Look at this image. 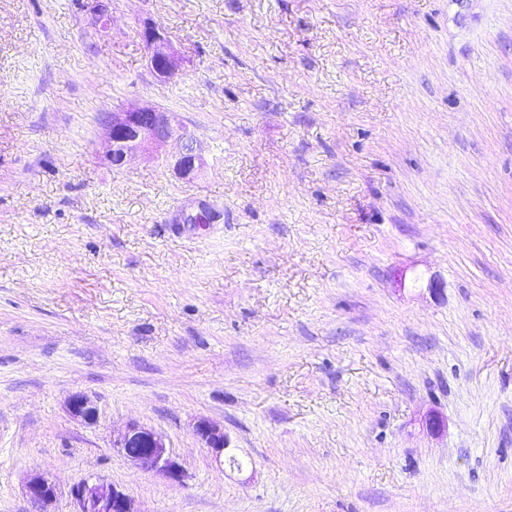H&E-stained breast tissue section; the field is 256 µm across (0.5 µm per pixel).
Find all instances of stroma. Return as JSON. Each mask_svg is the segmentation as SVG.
I'll return each mask as SVG.
<instances>
[{
  "mask_svg": "<svg viewBox=\"0 0 512 512\" xmlns=\"http://www.w3.org/2000/svg\"><path fill=\"white\" fill-rule=\"evenodd\" d=\"M90 4L0 0V512L36 473L55 512L85 479L138 512H512V0H112L105 34ZM142 105L194 182L105 160ZM132 422L183 483L113 448ZM138 37L148 50V65L160 80H170L180 74L181 58L173 49L168 32L156 23L147 22ZM102 128L104 158L113 166H126L139 150L148 147L185 182L194 180L205 165L194 134L173 112L148 105L121 107L105 114ZM168 146L175 150L167 153ZM70 414L78 421L84 423H93L98 414L94 402L83 394H73L67 402ZM193 434L205 447L210 448L217 454H223L229 447V440L224 434V428L210 421L200 418L193 427Z\"/></svg>",
  "mask_w": 512,
  "mask_h": 512,
  "instance_id": "1",
  "label": "stroma"
}]
</instances>
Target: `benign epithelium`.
I'll return each instance as SVG.
<instances>
[{
  "mask_svg": "<svg viewBox=\"0 0 512 512\" xmlns=\"http://www.w3.org/2000/svg\"><path fill=\"white\" fill-rule=\"evenodd\" d=\"M108 2L92 0V14L102 29L112 22ZM138 37L148 50L149 68L158 79L170 80L180 74L181 58L162 26L147 22L140 28ZM102 128L104 158L114 166H126L138 151L148 147L154 148L176 177L185 182L194 180L205 165L194 134L173 112L148 105L121 107L105 114ZM168 146L174 151L165 152ZM67 406L78 421L92 423L97 418L96 405L83 394L71 395ZM193 434L204 447L219 454L229 447L224 428L208 419L197 420ZM113 447L141 468L153 471L171 483L180 484L186 478L165 438L135 422L127 425ZM24 495L31 503L44 506L56 500L57 489L48 477L35 474L25 482ZM70 495L77 506L75 512H135L132 498L127 493L103 481L83 480L71 488Z\"/></svg>",
  "mask_w": 512,
  "mask_h": 512,
  "instance_id": "benign-epithelium-1",
  "label": "benign epithelium"
}]
</instances>
